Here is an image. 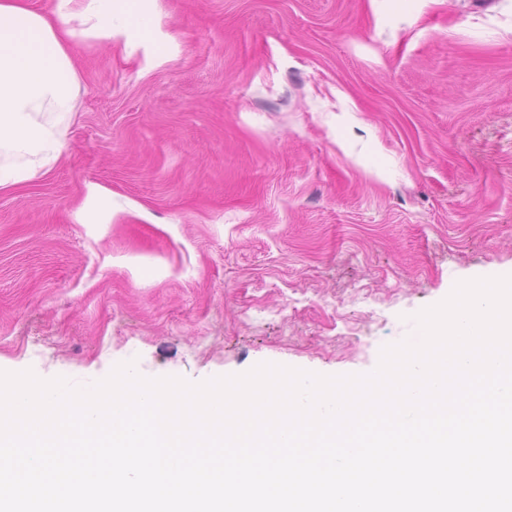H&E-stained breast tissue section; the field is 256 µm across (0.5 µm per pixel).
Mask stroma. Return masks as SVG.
Segmentation results:
<instances>
[{"label": "stroma", "mask_w": 512, "mask_h": 512, "mask_svg": "<svg viewBox=\"0 0 512 512\" xmlns=\"http://www.w3.org/2000/svg\"><path fill=\"white\" fill-rule=\"evenodd\" d=\"M155 10L162 52L73 45L67 148L0 191L1 371L366 374L512 275V0Z\"/></svg>", "instance_id": "obj_1"}]
</instances>
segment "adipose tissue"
Segmentation results:
<instances>
[{
	"mask_svg": "<svg viewBox=\"0 0 512 512\" xmlns=\"http://www.w3.org/2000/svg\"><path fill=\"white\" fill-rule=\"evenodd\" d=\"M151 0H0V191L35 177L62 154L78 112L72 42L122 38L161 49Z\"/></svg>",
	"mask_w": 512,
	"mask_h": 512,
	"instance_id": "1",
	"label": "adipose tissue"
}]
</instances>
